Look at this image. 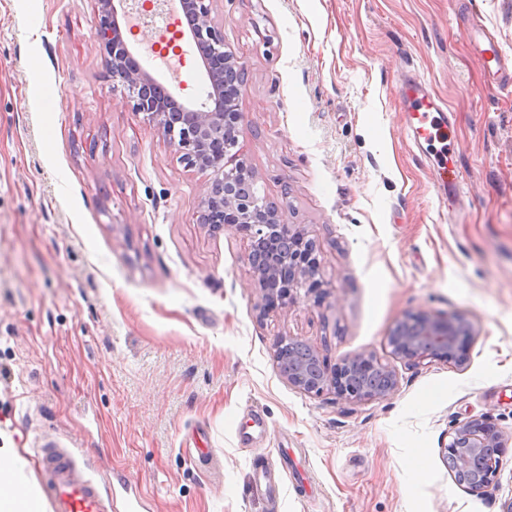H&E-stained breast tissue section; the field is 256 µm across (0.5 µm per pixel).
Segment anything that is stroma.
<instances>
[{"mask_svg": "<svg viewBox=\"0 0 512 512\" xmlns=\"http://www.w3.org/2000/svg\"><path fill=\"white\" fill-rule=\"evenodd\" d=\"M97 10L0 0V446L33 482L37 445L73 442L144 512H502L512 446L480 495L440 448L470 417L512 443V85L490 87L470 21L512 57V0H214L257 194L316 242L326 289L263 319L247 239L198 223L209 175L113 85ZM409 70L455 118L459 205L410 140L394 90ZM410 313L464 316L468 363L392 360ZM283 335L330 368L374 352L398 388L297 390Z\"/></svg>", "mask_w": 512, "mask_h": 512, "instance_id": "35a3bbf8", "label": "stroma"}]
</instances>
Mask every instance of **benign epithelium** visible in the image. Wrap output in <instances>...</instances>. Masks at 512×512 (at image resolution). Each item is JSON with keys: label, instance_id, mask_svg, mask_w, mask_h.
Segmentation results:
<instances>
[{"label": "benign epithelium", "instance_id": "benign-epithelium-1", "mask_svg": "<svg viewBox=\"0 0 512 512\" xmlns=\"http://www.w3.org/2000/svg\"><path fill=\"white\" fill-rule=\"evenodd\" d=\"M213 2L180 0L193 23L179 38L188 34L193 42L211 45L223 55L219 71L212 73L214 83L229 95L222 111L203 103L199 109L170 112L164 101L151 96L155 80L128 66L132 51L117 21L114 0H98L96 35L102 41L112 80L128 90L133 108L158 126L186 166L211 172L199 220L216 231L233 226L249 241L248 262L261 296L259 316L264 317L286 312L301 296L320 292L323 281L314 241L285 223L279 208H262V202L238 182L241 176L254 179L237 138L244 72L234 56L224 51V33L212 17ZM474 336L471 324L459 316H411L397 323L388 336V346L393 358L408 364L434 358L463 366L470 359ZM302 347L297 364L282 377L304 393L319 395L331 390L339 399L361 401L386 397L397 388L395 369L371 352L347 357L334 372L320 361L315 348L306 342ZM505 451L502 433L481 417L458 423L449 442L441 447L453 470L476 473V480L466 483V488L477 494L497 482Z\"/></svg>", "mask_w": 512, "mask_h": 512}]
</instances>
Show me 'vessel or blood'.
I'll return each instance as SVG.
<instances>
[{"instance_id": "b4317fda", "label": "vessel or blood", "mask_w": 512, "mask_h": 512, "mask_svg": "<svg viewBox=\"0 0 512 512\" xmlns=\"http://www.w3.org/2000/svg\"><path fill=\"white\" fill-rule=\"evenodd\" d=\"M473 52L490 69L492 83H512V72L504 69L508 57L499 42L488 37L474 41ZM398 95L414 146L434 158L433 181L439 194L452 199L460 196L462 176L448 164L453 149L450 113L417 74L402 75ZM36 454L48 512H115L119 506L124 512H139L141 495L126 476L117 473L110 479H98L83 472L75 452L56 439L43 442Z\"/></svg>"}]
</instances>
